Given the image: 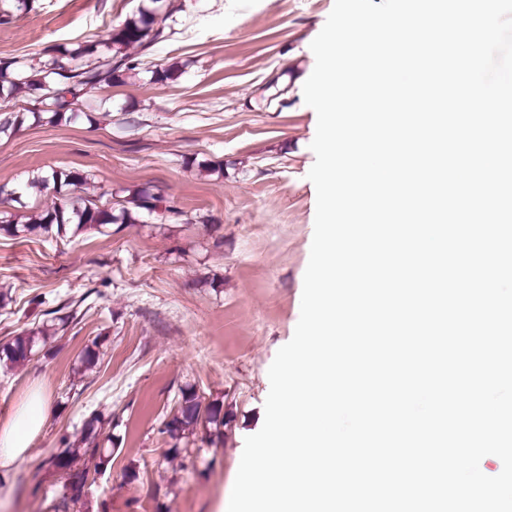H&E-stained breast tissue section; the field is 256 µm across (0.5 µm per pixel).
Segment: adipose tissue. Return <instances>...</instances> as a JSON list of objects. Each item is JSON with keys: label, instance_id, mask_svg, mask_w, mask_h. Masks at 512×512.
Segmentation results:
<instances>
[{"label": "adipose tissue", "instance_id": "ef3b65f1", "mask_svg": "<svg viewBox=\"0 0 512 512\" xmlns=\"http://www.w3.org/2000/svg\"><path fill=\"white\" fill-rule=\"evenodd\" d=\"M49 400L40 386H31L9 418L0 423V469H10L28 453L49 416Z\"/></svg>", "mask_w": 512, "mask_h": 512}]
</instances>
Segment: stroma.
<instances>
[{
  "label": "stroma",
  "instance_id": "35a3bbf8",
  "mask_svg": "<svg viewBox=\"0 0 512 512\" xmlns=\"http://www.w3.org/2000/svg\"><path fill=\"white\" fill-rule=\"evenodd\" d=\"M334 3L30 0L0 17V59L29 66L103 46L142 10L167 34L134 49L120 83L84 95L75 120L0 134V218L19 227L0 231V346L42 327L46 311L79 313L30 362L0 361V420L32 384L51 403L11 484L0 482V512H47L59 484L47 459L94 413L111 417L114 452L74 512H227L244 441L264 422L268 369L300 317L316 213L303 84ZM169 66L173 78L154 81ZM53 170L86 181L34 187ZM142 191L179 219L143 212L63 240L24 229L60 195L117 210ZM187 387L223 402L226 423L214 443L190 437L186 468L158 427Z\"/></svg>",
  "mask_w": 512,
  "mask_h": 512
}]
</instances>
